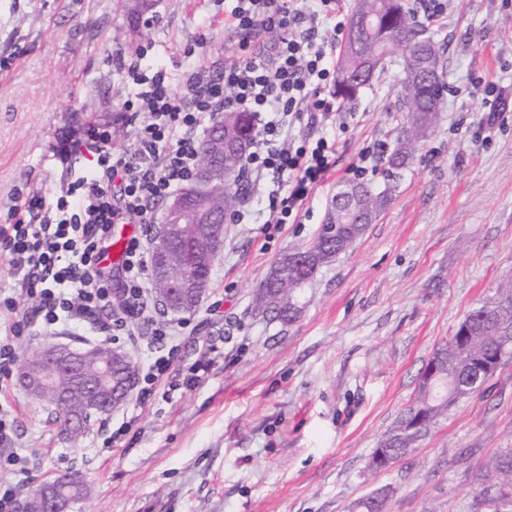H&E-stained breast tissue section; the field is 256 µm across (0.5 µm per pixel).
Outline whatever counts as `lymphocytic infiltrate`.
<instances>
[{
  "label": "lymphocytic infiltrate",
  "instance_id": "lymphocytic-infiltrate-1",
  "mask_svg": "<svg viewBox=\"0 0 512 512\" xmlns=\"http://www.w3.org/2000/svg\"><path fill=\"white\" fill-rule=\"evenodd\" d=\"M238 50L220 65H195L171 77L165 62H119L128 90L121 106L129 149L114 147L112 122L64 130L52 148L66 171L51 191L17 194L0 224V255L8 260L10 335L0 338V383L12 377L15 337L30 322L16 317V299H39L47 332L60 324L104 320L111 335L133 345L169 344L167 356L139 375L138 404L174 379L180 326L149 315L146 277L150 233L159 203L189 181L200 132L229 111L252 113L253 141L244 166L264 205L267 224L299 222L309 198L336 165V113L327 89L344 37L342 0H235L226 18ZM276 32L267 40L265 32ZM117 224L138 234L119 267L105 257Z\"/></svg>",
  "mask_w": 512,
  "mask_h": 512
}]
</instances>
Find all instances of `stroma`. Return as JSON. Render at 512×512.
Wrapping results in <instances>:
<instances>
[{
  "label": "stroma",
  "instance_id": "1",
  "mask_svg": "<svg viewBox=\"0 0 512 512\" xmlns=\"http://www.w3.org/2000/svg\"><path fill=\"white\" fill-rule=\"evenodd\" d=\"M449 3L444 18L426 22L446 47V91L412 163L387 171L404 119L394 107L397 58L355 101L337 102L346 130L336 166L300 223L265 229L254 204L245 223L225 226L203 304L181 317L183 363L198 359L199 344L215 348L202 384L112 411L113 426L131 410L139 420L108 448L98 424L66 440L50 407L17 380L0 386L14 449L28 460L15 484L78 469L87 490L73 512H346L385 486L387 512H512V492L491 466L512 448V359L408 455L369 466L433 352L512 276V0ZM233 5L155 0L145 26L134 0H0V54L13 57L0 70V204L60 178L50 147L66 127L121 107L120 58L149 45L176 75L187 48L210 62L235 53L224 25ZM479 78L503 87L507 102L490 129L471 94ZM368 150L375 159L353 174ZM358 181L388 189L379 217L303 288L292 321L257 313L273 262L310 242L329 199ZM216 301L219 312L208 314Z\"/></svg>",
  "mask_w": 512,
  "mask_h": 512
}]
</instances>
